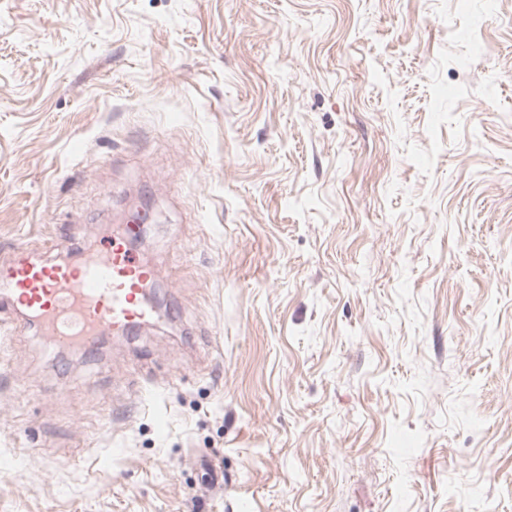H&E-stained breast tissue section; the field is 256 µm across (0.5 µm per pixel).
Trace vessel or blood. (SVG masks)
<instances>
[{
	"label": "vessel or blood",
	"instance_id": "obj_1",
	"mask_svg": "<svg viewBox=\"0 0 512 512\" xmlns=\"http://www.w3.org/2000/svg\"><path fill=\"white\" fill-rule=\"evenodd\" d=\"M138 225H126L94 252L73 264L23 260L0 269L6 293L0 306L20 311L25 323L40 327L52 345L94 350L105 334L133 331L152 320L144 299L154 280L130 247Z\"/></svg>",
	"mask_w": 512,
	"mask_h": 512
}]
</instances>
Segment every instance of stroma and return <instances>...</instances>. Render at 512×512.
I'll return each mask as SVG.
<instances>
[{
  "instance_id": "1",
  "label": "stroma",
  "mask_w": 512,
  "mask_h": 512,
  "mask_svg": "<svg viewBox=\"0 0 512 512\" xmlns=\"http://www.w3.org/2000/svg\"><path fill=\"white\" fill-rule=\"evenodd\" d=\"M141 192L172 320L0 312V512H512V0H0V267Z\"/></svg>"
}]
</instances>
